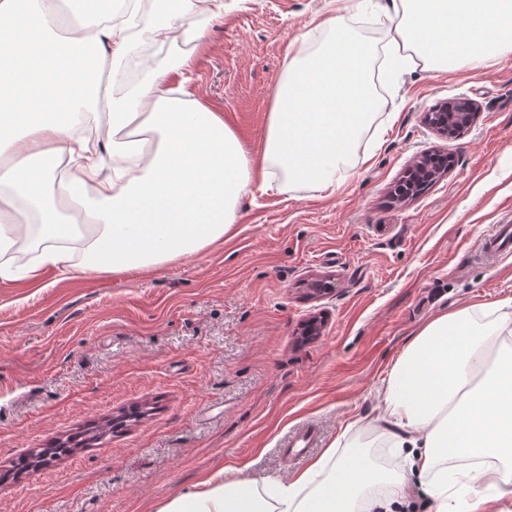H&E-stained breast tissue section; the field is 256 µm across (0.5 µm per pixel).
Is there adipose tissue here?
I'll return each instance as SVG.
<instances>
[{
    "label": "adipose tissue",
    "mask_w": 512,
    "mask_h": 512,
    "mask_svg": "<svg viewBox=\"0 0 512 512\" xmlns=\"http://www.w3.org/2000/svg\"><path fill=\"white\" fill-rule=\"evenodd\" d=\"M84 0L83 22L57 48L59 0H0V283L127 273L195 255L229 235L252 184L334 194L352 177L359 141L381 106L371 76L376 48L328 13L317 49L293 39L253 157L223 118L168 96L158 73L113 101L94 138L74 136L77 112L103 60L118 63L135 39L174 42L194 0H179L129 35ZM384 54L390 71L482 70L512 53V0H392ZM69 195L61 208L50 177ZM34 258L15 265L17 244ZM376 440L406 451L386 469L338 437L301 474L223 480L203 472L160 512H390L424 478L435 512H486L512 502V300L436 317L406 345L380 390Z\"/></svg>",
    "instance_id": "obj_1"
}]
</instances>
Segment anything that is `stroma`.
Instances as JSON below:
<instances>
[{"label":"stroma","mask_w":512,"mask_h":512,"mask_svg":"<svg viewBox=\"0 0 512 512\" xmlns=\"http://www.w3.org/2000/svg\"><path fill=\"white\" fill-rule=\"evenodd\" d=\"M223 2L197 0L192 34L145 55L135 84L104 71L102 99L188 58L174 96L221 115L255 154L290 40L342 2ZM376 77L385 132L363 136L354 178L332 196L254 187L231 235L160 269L0 284V512H158L205 470L299 473L343 432L402 466L368 424L407 339L435 316L512 299V257L478 256L512 200V55L479 73L391 75L380 62ZM457 98L476 102V119L439 137L424 114ZM431 149L452 156L451 170L398 201L397 183ZM327 277L333 291L310 295ZM314 317L321 333L304 337ZM120 415L112 436L51 467L10 468ZM304 423L319 427L317 447L286 457L282 440Z\"/></svg>","instance_id":"stroma-1"}]
</instances>
